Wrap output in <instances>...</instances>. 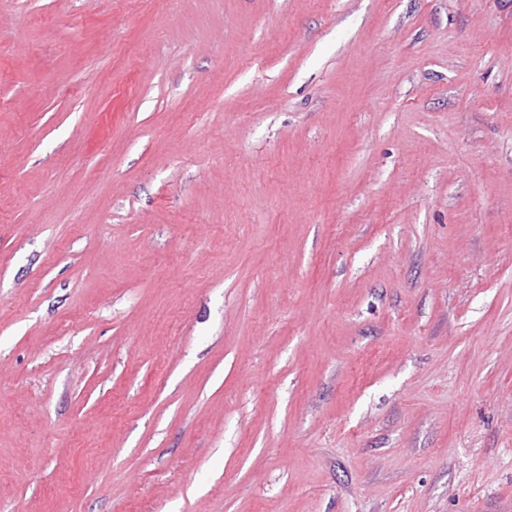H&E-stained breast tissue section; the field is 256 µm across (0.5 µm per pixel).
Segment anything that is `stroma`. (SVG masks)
Masks as SVG:
<instances>
[{"mask_svg": "<svg viewBox=\"0 0 512 512\" xmlns=\"http://www.w3.org/2000/svg\"><path fill=\"white\" fill-rule=\"evenodd\" d=\"M0 512H512V0H0Z\"/></svg>", "mask_w": 512, "mask_h": 512, "instance_id": "stroma-1", "label": "stroma"}]
</instances>
